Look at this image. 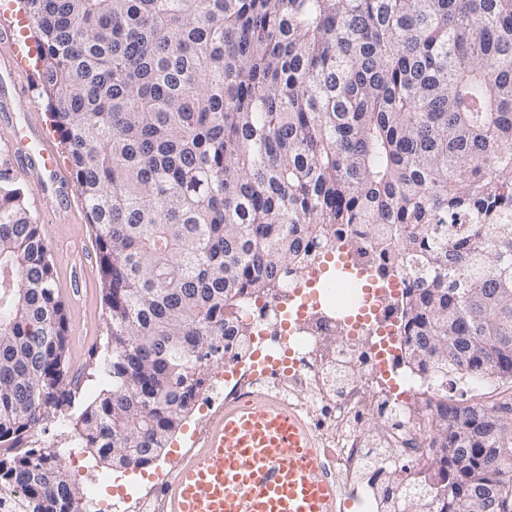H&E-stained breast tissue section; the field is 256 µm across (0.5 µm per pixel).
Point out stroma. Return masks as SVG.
<instances>
[{"mask_svg":"<svg viewBox=\"0 0 512 512\" xmlns=\"http://www.w3.org/2000/svg\"><path fill=\"white\" fill-rule=\"evenodd\" d=\"M15 83L23 93L29 94L36 102L32 123L51 143L59 145L58 133L51 127L47 114V101L41 94L36 72L30 65L18 68ZM28 202L41 228L44 241L50 251L55 268L56 285L65 297L68 306L69 323V365L70 373L81 382L80 404H88L97 394L108 388V379L100 372L98 360L103 353L107 336L108 309L101 288V275L97 261H94V231L88 221L86 206L80 194H72V220L67 224L57 223L54 205L50 200L29 194ZM85 253L91 261L84 273L81 293H73V257ZM77 411H70L67 417L55 416L47 420L42 428L30 436L33 447L49 448L61 456L74 457L69 466L70 479L80 489H87V476L114 477L122 473L130 477V489L140 491L149 486L156 472L166 468L177 451L188 450L187 439L195 426L205 420L199 409H191L186 415L179 433L170 439L166 448L148 466L125 470L115 466L95 465L89 454L79 448L75 440Z\"/></svg>","mask_w":512,"mask_h":512,"instance_id":"stroma-1","label":"stroma"}]
</instances>
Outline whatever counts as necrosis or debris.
<instances>
[{
    "instance_id": "obj_1",
    "label": "necrosis or debris",
    "mask_w": 512,
    "mask_h": 512,
    "mask_svg": "<svg viewBox=\"0 0 512 512\" xmlns=\"http://www.w3.org/2000/svg\"><path fill=\"white\" fill-rule=\"evenodd\" d=\"M369 253L368 238L359 237L357 248L350 251L351 266L376 276L378 285L386 287L388 300L380 307L379 320L358 321L365 303L361 291L327 286L321 263H314L302 277L288 282L292 288L313 285L319 290L314 306L294 314L293 330L285 328L279 297L261 303L250 299L242 305L238 315L248 321L251 333L244 343L225 342L224 359L209 371L200 401L210 416L224 405L256 395L295 406L300 394H308L307 413L325 458L351 476L350 494L361 512H380L381 478L360 471L364 421L374 414L400 413L397 384L421 397L431 395L433 387L421 375L395 367L404 342L399 304L413 279L397 273L377 277ZM339 330L344 342L328 345V338ZM342 370L347 373L344 383L333 386Z\"/></svg>"
}]
</instances>
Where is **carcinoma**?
I'll return each mask as SVG.
<instances>
[{
	"label": "carcinoma",
	"instance_id": "obj_1",
	"mask_svg": "<svg viewBox=\"0 0 512 512\" xmlns=\"http://www.w3.org/2000/svg\"><path fill=\"white\" fill-rule=\"evenodd\" d=\"M95 232L111 387L77 443L96 464L157 458L248 297L363 226L416 279L403 356L435 385L434 462L379 437L384 512H512V431L464 387L512 384V0H17ZM47 245L0 161V512H80L50 448L79 399Z\"/></svg>",
	"mask_w": 512,
	"mask_h": 512
}]
</instances>
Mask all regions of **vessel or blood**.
Instances as JSON below:
<instances>
[{
	"mask_svg": "<svg viewBox=\"0 0 512 512\" xmlns=\"http://www.w3.org/2000/svg\"><path fill=\"white\" fill-rule=\"evenodd\" d=\"M18 21L0 17V47H8L0 85L23 60ZM27 96L0 102L14 167L36 180L38 194L69 199L68 180L51 144L27 119ZM337 491L305 422L285 405L263 397L225 406L204 441L169 481L164 512H335Z\"/></svg>",
	"mask_w": 512,
	"mask_h": 512,
	"instance_id": "1",
	"label": "vessel or blood"
}]
</instances>
